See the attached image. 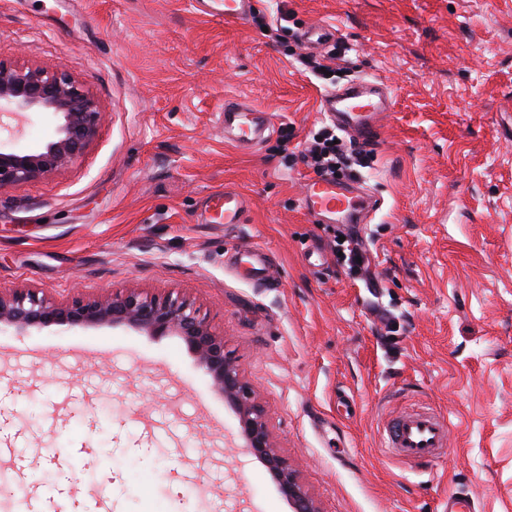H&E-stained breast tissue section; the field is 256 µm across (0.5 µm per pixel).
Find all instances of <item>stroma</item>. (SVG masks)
Here are the masks:
<instances>
[{"label": "stroma", "instance_id": "stroma-1", "mask_svg": "<svg viewBox=\"0 0 512 512\" xmlns=\"http://www.w3.org/2000/svg\"><path fill=\"white\" fill-rule=\"evenodd\" d=\"M219 0H0V59L62 69L105 120L67 169L0 192V290L65 302L115 290L179 294L223 336L280 454L321 512H512V0H255L287 14L283 45ZM320 21L347 46L335 85L373 78L393 111L358 183L378 209L369 292L310 222L302 150L331 86L298 62ZM271 116L255 149L224 140V100ZM58 119L0 117L28 153ZM247 200L244 223L204 224L209 194ZM274 258L270 285L229 254ZM401 324L387 335L374 313ZM415 405L449 423L426 464L389 455V417ZM0 481L29 466L52 512H291L249 454L235 411L175 336L125 327L0 330Z\"/></svg>", "mask_w": 512, "mask_h": 512}]
</instances>
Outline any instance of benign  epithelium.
Here are the masks:
<instances>
[{"label": "benign epithelium", "instance_id": "benign-epithelium-1", "mask_svg": "<svg viewBox=\"0 0 512 512\" xmlns=\"http://www.w3.org/2000/svg\"><path fill=\"white\" fill-rule=\"evenodd\" d=\"M0 112H51L60 117L56 137L33 153L0 151V191L66 169L87 148L103 112L85 85L70 73L0 59ZM23 335L31 329L126 326L150 336H177L209 375L216 392L235 409L244 447L267 468L293 512H320L302 489L288 460L277 451L264 411L200 310L172 293L114 292L55 302L27 288L0 292V327Z\"/></svg>", "mask_w": 512, "mask_h": 512}]
</instances>
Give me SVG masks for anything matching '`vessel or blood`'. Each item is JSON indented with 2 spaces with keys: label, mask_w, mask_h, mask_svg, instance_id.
<instances>
[{
  "label": "vessel or blood",
  "mask_w": 512,
  "mask_h": 512,
  "mask_svg": "<svg viewBox=\"0 0 512 512\" xmlns=\"http://www.w3.org/2000/svg\"><path fill=\"white\" fill-rule=\"evenodd\" d=\"M253 0H223L226 23H241L251 16ZM304 45L322 50L336 40L335 29L321 22L308 25L302 35ZM392 107V99L377 81L359 79L347 87L330 92L322 101L327 118L340 129L364 143L377 141L383 121ZM267 112L253 105L225 100L224 130L234 146L250 149L259 145L271 130ZM303 207L313 221L336 224H365L377 209L376 201L358 186L340 180L314 179L306 183ZM246 199L237 191L225 189L211 196L207 220L212 224H240L244 221ZM235 266L251 280L263 284L268 280L270 262L262 249L234 255ZM386 447L393 456L407 461H427L448 445L447 420L437 411L419 407L391 416L386 428Z\"/></svg>",
  "instance_id": "vessel-or-blood-1"
}]
</instances>
